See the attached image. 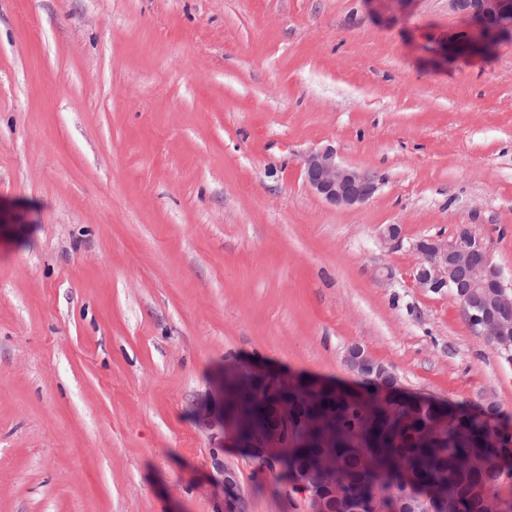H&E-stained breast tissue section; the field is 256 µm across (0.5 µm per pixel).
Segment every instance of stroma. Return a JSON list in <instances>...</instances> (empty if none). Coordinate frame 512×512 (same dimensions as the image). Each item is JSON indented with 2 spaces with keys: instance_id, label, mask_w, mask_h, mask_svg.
<instances>
[{
  "instance_id": "35a3bbf8",
  "label": "stroma",
  "mask_w": 512,
  "mask_h": 512,
  "mask_svg": "<svg viewBox=\"0 0 512 512\" xmlns=\"http://www.w3.org/2000/svg\"><path fill=\"white\" fill-rule=\"evenodd\" d=\"M469 30L449 0H0V512H306L200 423L229 364L356 389L358 344L512 430V362L409 280L463 228L512 277V39ZM327 145L372 198L306 186Z\"/></svg>"
}]
</instances>
